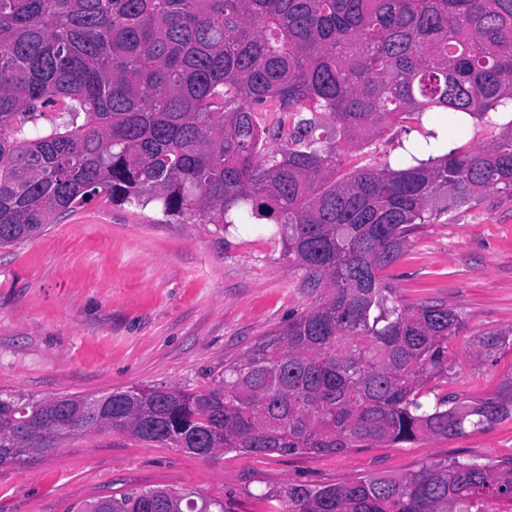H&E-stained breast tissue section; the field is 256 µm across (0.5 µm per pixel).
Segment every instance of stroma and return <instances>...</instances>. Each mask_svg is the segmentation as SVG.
Returning <instances> with one entry per match:
<instances>
[{"mask_svg": "<svg viewBox=\"0 0 512 512\" xmlns=\"http://www.w3.org/2000/svg\"><path fill=\"white\" fill-rule=\"evenodd\" d=\"M433 112L388 130L378 152L398 160L427 133L471 149L503 123ZM408 303L441 301L465 313L448 343L455 370L439 395L478 401L512 372V342L476 356L478 336L512 329V199L490 191L424 225L387 271ZM319 299L289 268L272 224L217 231L196 214L174 220L156 204L115 205L94 195L38 236L0 248V392L34 399L100 396L130 387H210L226 363ZM512 456V420L454 439H425L343 454L201 459L117 432L71 438L49 454L0 467V512H75L132 489L233 496L238 512H271L287 484L400 477L452 459Z\"/></svg>", "mask_w": 512, "mask_h": 512, "instance_id": "1", "label": "stroma"}]
</instances>
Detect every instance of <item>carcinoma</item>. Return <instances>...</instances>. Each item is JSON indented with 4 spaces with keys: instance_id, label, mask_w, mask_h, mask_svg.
Listing matches in <instances>:
<instances>
[{
    "instance_id": "obj_1",
    "label": "carcinoma",
    "mask_w": 512,
    "mask_h": 512,
    "mask_svg": "<svg viewBox=\"0 0 512 512\" xmlns=\"http://www.w3.org/2000/svg\"><path fill=\"white\" fill-rule=\"evenodd\" d=\"M58 105L61 122L25 127ZM272 105L277 129L261 126ZM512 114V0H0V248L89 195L190 211L228 230L277 226L288 266L322 290L204 391L85 398L0 394V466L78 433L119 431L210 452L341 454L458 438L512 419V380L464 403L422 401L448 378V304L403 302L381 272L438 215L496 191L512 198V119L471 150L425 144L341 174L344 157L427 112ZM277 146L258 159L266 137ZM512 334L477 340L490 354ZM275 512H484L512 508V457L450 460L400 478L292 483ZM80 512H237L187 489H135Z\"/></svg>"
}]
</instances>
